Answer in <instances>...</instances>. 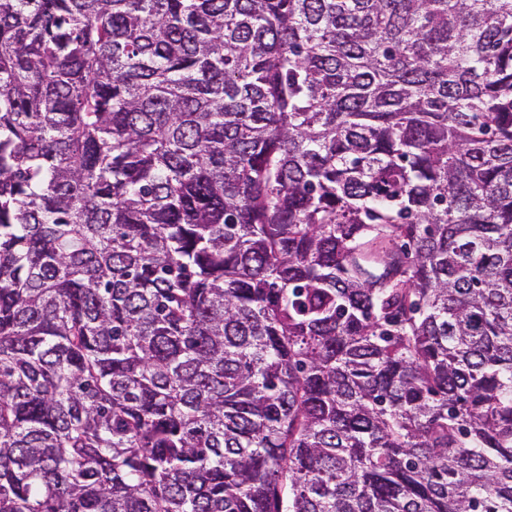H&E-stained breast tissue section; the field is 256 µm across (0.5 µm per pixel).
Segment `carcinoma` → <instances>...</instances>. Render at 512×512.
I'll return each instance as SVG.
<instances>
[{
  "label": "carcinoma",
  "mask_w": 512,
  "mask_h": 512,
  "mask_svg": "<svg viewBox=\"0 0 512 512\" xmlns=\"http://www.w3.org/2000/svg\"><path fill=\"white\" fill-rule=\"evenodd\" d=\"M0 512H512V0H0Z\"/></svg>",
  "instance_id": "1"
}]
</instances>
